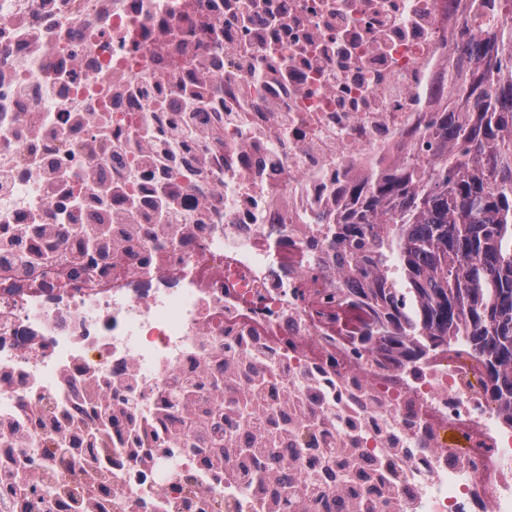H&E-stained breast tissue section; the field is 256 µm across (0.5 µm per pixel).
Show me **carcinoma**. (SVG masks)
Masks as SVG:
<instances>
[{
  "label": "carcinoma",
  "instance_id": "cac0c4a2",
  "mask_svg": "<svg viewBox=\"0 0 512 512\" xmlns=\"http://www.w3.org/2000/svg\"><path fill=\"white\" fill-rule=\"evenodd\" d=\"M480 4L484 32L466 24L460 34L462 51L473 57L468 84L427 126L438 148L434 158L425 165L408 160L353 186L357 207L330 223L341 265L373 283L365 301L347 310L360 340L407 362L465 342L484 365L485 394L512 427V23L501 19L512 0ZM207 384L217 380L191 377L168 395L166 410L182 415L169 441L121 398L100 404L99 424L72 445L110 462L112 425L125 420L138 444L208 449L210 470H223L229 456L247 459L255 488L272 490L267 508L287 512L295 493L275 451L224 434L230 416L219 400L194 413ZM2 485L27 509L25 487L13 473L0 472ZM61 495L77 512H104L95 497Z\"/></svg>",
  "mask_w": 512,
  "mask_h": 512
}]
</instances>
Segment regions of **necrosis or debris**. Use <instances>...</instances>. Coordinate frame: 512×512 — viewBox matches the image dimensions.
I'll use <instances>...</instances> for the list:
<instances>
[{
	"mask_svg": "<svg viewBox=\"0 0 512 512\" xmlns=\"http://www.w3.org/2000/svg\"><path fill=\"white\" fill-rule=\"evenodd\" d=\"M472 2L0 0V452L36 477L32 512L81 490L69 450L54 487L40 477L48 441L97 422L86 378L148 418L228 358L248 371L225 396L265 380L242 427L264 435L288 404L293 512H512V431L479 359L393 361L318 313L368 285L328 220L350 185L429 160ZM184 84L223 101L188 104ZM113 453L112 512H266L238 461L217 480L184 448Z\"/></svg>",
	"mask_w": 512,
	"mask_h": 512,
	"instance_id": "4bbe7bcc",
	"label": "necrosis or debris"
}]
</instances>
